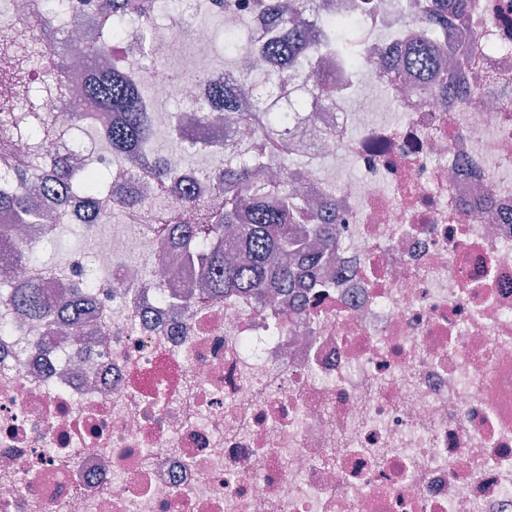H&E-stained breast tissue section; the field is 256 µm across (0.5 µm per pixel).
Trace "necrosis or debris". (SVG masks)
<instances>
[{
	"mask_svg": "<svg viewBox=\"0 0 512 512\" xmlns=\"http://www.w3.org/2000/svg\"><path fill=\"white\" fill-rule=\"evenodd\" d=\"M342 2L306 17L336 103L281 100L286 144L304 163L265 159L309 199L335 200L336 246L315 273L317 298L274 304L206 299L198 268L150 225L97 235L100 279L57 281L26 256L53 238L49 219L87 220L79 190L60 199L43 186L50 154L80 177L98 155L75 99L90 19L109 15L121 31L112 57L157 58L142 71L157 116L172 98L203 103L214 86L256 76L287 73L299 88L304 70L260 52L264 33L238 0H185L187 22L147 27L112 0H11L18 25L1 45L65 49L43 105L53 140L21 133L0 148V187L23 181L48 218L23 224L0 208V228L17 231L0 255V512H512V48H490L512 0H468L436 25L423 20L426 0L350 15ZM45 12L49 23L27 31ZM203 13L241 32L234 66H211L216 31ZM343 18L364 34L363 64L331 39ZM421 33L447 46L473 102L407 73L406 43ZM348 156L358 179L324 175V162ZM161 165L179 175L170 201L188 179L197 203L210 201L213 182L177 153H138L112 177L140 188ZM132 252L153 258L150 278L126 262ZM36 273L59 299L73 282L89 288L83 335L18 317L7 295Z\"/></svg>",
	"mask_w": 512,
	"mask_h": 512,
	"instance_id": "1",
	"label": "necrosis or debris"
}]
</instances>
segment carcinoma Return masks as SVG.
I'll use <instances>...</instances> for the list:
<instances>
[{"label": "carcinoma", "instance_id": "1", "mask_svg": "<svg viewBox=\"0 0 512 512\" xmlns=\"http://www.w3.org/2000/svg\"><path fill=\"white\" fill-rule=\"evenodd\" d=\"M315 4L316 0H255L253 7L269 14L274 31L262 51L282 57L289 68L300 65L309 42L304 14L314 9ZM112 11L136 13L143 23L150 24L155 15V0H112ZM105 54L102 42H87L85 56L93 73L84 85L82 102L92 108L88 124L94 127L97 122L93 112L115 115L110 126L100 130V138L112 162L120 163L138 151L153 147L155 124L146 112L150 87L132 69L122 65L100 66L98 59ZM409 65L412 70L442 72L447 67V49L416 45ZM311 67L309 86L297 100L300 106L310 98L322 104L333 96L320 63L313 62ZM244 102L245 92L239 87L214 89L206 103L208 111L197 114L194 125L188 126L181 120L174 122L178 150L224 148L229 130L226 121L250 120V113L240 111ZM258 104L267 108L266 122L245 148L248 155L226 152L223 162L201 171V176L215 182V194L221 198V204L207 209L203 217L192 219L197 204L188 186L176 202L181 212L167 221L168 227L175 226L182 232L184 249L207 245L199 254L200 286L214 299L239 291L260 295L265 288L288 287L298 281L305 264L314 262L336 244V205H331L326 213L308 215L309 224L299 232L296 223L305 215L302 209L305 199L300 191L283 183L271 187L273 202L270 204L253 196L255 171L262 167L268 150L280 143L285 120L284 114L274 111L276 101L260 99ZM34 124L48 132L46 116L40 112H1L0 141L6 143L13 130L28 129ZM71 182L72 174L60 166L47 188L59 192ZM84 184L86 204L91 211L89 223L97 224L106 217L98 209L97 198L102 191L97 173L88 175ZM109 190L118 208L128 214L144 209L148 202V198L132 193L121 195L112 184ZM1 207L17 210L28 224L39 221L38 210L31 206L20 187L13 192L0 191ZM9 299L17 314L27 319L58 314L88 301L89 296L77 288L68 300H58L48 293L41 279L31 278L13 288Z\"/></svg>", "mask_w": 512, "mask_h": 512}]
</instances>
